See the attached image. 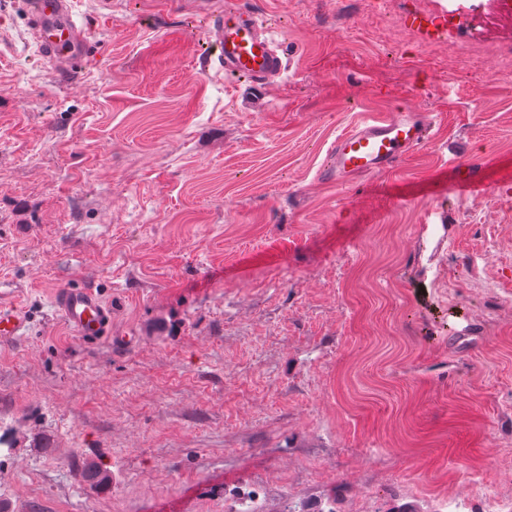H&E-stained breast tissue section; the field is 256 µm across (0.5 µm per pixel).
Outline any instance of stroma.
<instances>
[{"mask_svg":"<svg viewBox=\"0 0 512 512\" xmlns=\"http://www.w3.org/2000/svg\"><path fill=\"white\" fill-rule=\"evenodd\" d=\"M0 0L7 512H486L512 501V20L492 0H239L286 67L204 69L203 10L74 0L53 78ZM432 141L346 187L370 115ZM477 181L474 195L459 185ZM96 286L130 348L75 339ZM112 473L82 482L83 460ZM52 306L80 341H112V307L95 288H62L55 293ZM29 317L16 305H0V342L21 340L28 335Z\"/></svg>","mask_w":512,"mask_h":512,"instance_id":"obj_1","label":"stroma"}]
</instances>
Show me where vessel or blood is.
<instances>
[{
	"instance_id": "vessel-or-blood-1",
	"label": "vessel or blood",
	"mask_w": 512,
	"mask_h": 512,
	"mask_svg": "<svg viewBox=\"0 0 512 512\" xmlns=\"http://www.w3.org/2000/svg\"><path fill=\"white\" fill-rule=\"evenodd\" d=\"M26 6L33 37L50 69L68 76L77 73L86 37L75 18L73 0H27ZM207 19V37L218 51L214 63L225 74L262 85L283 71V57L258 16L228 5L211 10ZM432 129L431 120L406 111L367 117L338 138L318 176L343 185L377 174L429 143ZM52 306L80 341H96L112 333V308L95 288L60 289ZM28 332L25 310L0 305V342L23 339Z\"/></svg>"
}]
</instances>
